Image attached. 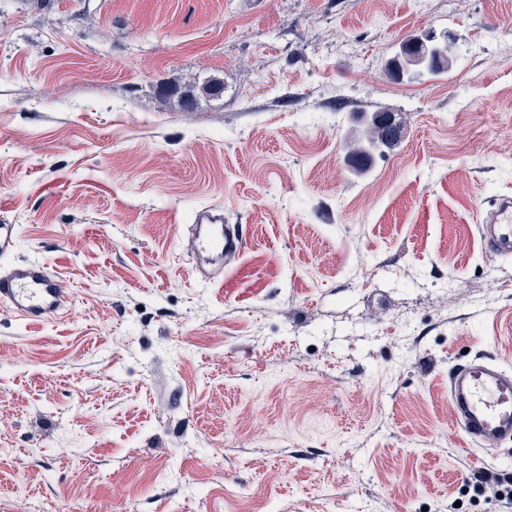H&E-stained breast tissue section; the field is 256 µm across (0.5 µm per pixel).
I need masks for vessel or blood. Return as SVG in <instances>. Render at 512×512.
<instances>
[{
	"label": "vessel or blood",
	"mask_w": 512,
	"mask_h": 512,
	"mask_svg": "<svg viewBox=\"0 0 512 512\" xmlns=\"http://www.w3.org/2000/svg\"><path fill=\"white\" fill-rule=\"evenodd\" d=\"M484 252L493 258L512 256V195L496 196L480 210ZM188 239L195 252L197 278L209 284L224 263L239 259L246 239L239 225L224 221V211L199 209ZM71 296L56 273L39 261H16L0 268V309L39 325L58 316ZM448 401L455 423L471 441L498 454L512 442V369L492 359L475 358L457 364L448 374Z\"/></svg>",
	"instance_id": "b4317fda"
}]
</instances>
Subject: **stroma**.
Returning a JSON list of instances; mask_svg holds the SVG:
<instances>
[{"mask_svg":"<svg viewBox=\"0 0 512 512\" xmlns=\"http://www.w3.org/2000/svg\"><path fill=\"white\" fill-rule=\"evenodd\" d=\"M416 35L448 71L391 73ZM360 112L399 127L363 170ZM503 193L512 0H0V224L72 296L0 310V512H500L448 371L512 367ZM208 205L247 247L202 286ZM477 223L482 227L486 256L507 258L512 255V195L496 196L480 210Z\"/></svg>","mask_w":512,"mask_h":512,"instance_id":"stroma-1","label":"stroma"}]
</instances>
